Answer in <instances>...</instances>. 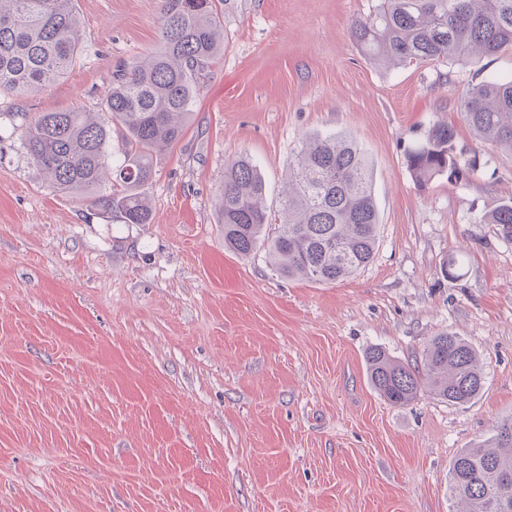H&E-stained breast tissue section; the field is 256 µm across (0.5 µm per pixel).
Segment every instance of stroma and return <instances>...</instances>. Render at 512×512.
I'll use <instances>...</instances> for the list:
<instances>
[{
    "label": "stroma",
    "mask_w": 512,
    "mask_h": 512,
    "mask_svg": "<svg viewBox=\"0 0 512 512\" xmlns=\"http://www.w3.org/2000/svg\"><path fill=\"white\" fill-rule=\"evenodd\" d=\"M379 3L239 0L182 138L154 157L149 224L55 190L23 142L42 112L111 123L112 73L158 47L160 0H75L71 73L0 99V512H449L454 457L512 418V241L484 221L512 200V152L458 106L512 75V50L378 69L350 26ZM437 122L479 169L421 185L405 153ZM329 131L370 163V264L318 284L225 249V163L255 161L277 219L290 163ZM442 332L479 352V396L390 406L367 350L413 364Z\"/></svg>",
    "instance_id": "stroma-1"
}]
</instances>
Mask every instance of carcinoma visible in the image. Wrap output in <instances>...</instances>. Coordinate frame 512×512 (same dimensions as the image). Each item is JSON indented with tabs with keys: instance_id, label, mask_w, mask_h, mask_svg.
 I'll use <instances>...</instances> for the list:
<instances>
[{
	"instance_id": "cac0c4a2",
	"label": "carcinoma",
	"mask_w": 512,
	"mask_h": 512,
	"mask_svg": "<svg viewBox=\"0 0 512 512\" xmlns=\"http://www.w3.org/2000/svg\"><path fill=\"white\" fill-rule=\"evenodd\" d=\"M237 0H160L158 49L112 73L104 111L121 131L123 162L112 170L110 192L93 204L123 224H150L152 210L140 192L153 177V153L176 144L196 94L199 72L223 48L222 14ZM224 10H219V4ZM351 35L375 66L455 61L478 63L512 49V0H382L354 20ZM82 48L74 0H0V97L42 90L72 68ZM459 109L474 137L512 150V76L471 87ZM112 129L90 112H45L26 127L25 148L58 191L97 189L106 171ZM454 129L435 123L407 152L416 181L448 174L457 182L478 170L477 159L454 154ZM265 182L247 156L224 169L217 198L224 246L250 255L258 246L287 277L334 283L365 268L379 239L369 164L363 149L342 134L306 141L288 171L280 223L264 204ZM512 241V201L484 218ZM372 388L403 408L423 392L468 404L483 388L476 351L450 333L431 338L418 365L380 349L366 355ZM512 419L454 459L448 480L457 512H512Z\"/></svg>"
}]
</instances>
